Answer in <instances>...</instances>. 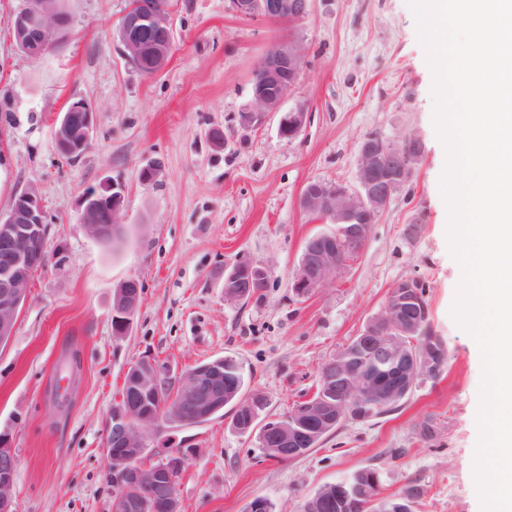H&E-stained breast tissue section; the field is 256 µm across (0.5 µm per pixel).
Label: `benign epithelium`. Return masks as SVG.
Segmentation results:
<instances>
[{
	"mask_svg": "<svg viewBox=\"0 0 512 512\" xmlns=\"http://www.w3.org/2000/svg\"><path fill=\"white\" fill-rule=\"evenodd\" d=\"M233 10L246 18L283 17L304 19L310 0H231ZM71 33V18L65 0H26L12 23L14 42L32 60L65 41ZM117 38L125 56L141 73L162 72L172 50L171 11L165 0H130L120 20ZM304 59L303 48L293 42L271 47L255 66L250 102L242 119L258 123L281 111L288 92L297 83ZM96 110L85 100L71 102L60 113L54 128L56 151L72 161L90 147ZM307 112L298 106L280 117L278 132L290 140L298 137ZM422 157L415 137L395 145L376 134L367 135L360 147L357 186L353 189L333 181L307 184L301 208L319 215L335 228L310 238L302 252L290 288L303 298L314 289L334 281L349 259L360 252L393 194L411 178ZM80 222L92 238L103 244L122 239L125 195L110 183L88 187L80 199ZM48 225L43 200L29 188L16 195L8 209L0 211V343L13 335L17 316L28 298L33 272L46 261ZM266 266L238 260L224 268V300L239 303L249 288L268 277ZM418 278L398 280L388 291L382 310L370 318L361 332L319 370L320 394L305 401L300 411L271 419L261 426L260 440L267 455L294 460L316 447L335 426L363 422L377 410H385L412 391L416 382L435 378L443 368L440 354L426 348H411L404 340L417 333L421 322L413 306ZM139 283L128 279L117 289L112 307L114 334L124 336L139 307ZM228 364L191 369L175 386L173 398L164 403L171 413L142 409L148 398L161 400L166 387L165 368L143 360L131 366L126 396L112 410L105 427V452L114 485L120 488L114 512H149L143 496L148 490L164 512H180L174 485L182 471L181 453L171 451L152 464L143 457L148 449V431H161V423L181 422L182 409L203 408L224 401V369ZM231 414H245L257 421L266 408L258 393H240L230 402ZM17 455L10 439L0 434V512H16L14 502ZM336 492L315 502L314 512H336L346 502L378 503L383 498L381 478L371 472L368 480L334 483Z\"/></svg>",
	"mask_w": 512,
	"mask_h": 512,
	"instance_id": "7a95c632",
	"label": "benign epithelium"
}]
</instances>
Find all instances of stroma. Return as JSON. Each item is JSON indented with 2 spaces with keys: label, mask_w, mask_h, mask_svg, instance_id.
I'll use <instances>...</instances> for the list:
<instances>
[{
  "label": "stroma",
  "mask_w": 512,
  "mask_h": 512,
  "mask_svg": "<svg viewBox=\"0 0 512 512\" xmlns=\"http://www.w3.org/2000/svg\"><path fill=\"white\" fill-rule=\"evenodd\" d=\"M25 0H0V210L35 188L48 219L46 263L35 272L14 333L0 347V433L16 450L17 512H111L116 488L104 453L105 424L128 369L162 364L170 381L203 361L229 357L244 390L262 393L265 418L285 416L316 391L321 366L376 315L399 279L426 284L431 327L448 350L435 378L418 380L399 410L339 429L305 456H266L257 432L230 412L192 427H163L148 461L167 448L185 457L182 512H247L263 497L275 512H302L321 487L378 469L384 495L412 482L414 512H481L474 482L482 358L452 307L462 275L446 233L440 190L446 148L433 123L434 75L406 0H312L299 22L235 14L229 0H170L171 60L154 76L123 55L113 29L128 0H66L72 33L32 61L11 23ZM305 49L283 104L307 112L292 140L278 115L252 127L241 115L252 71L278 42ZM96 109L89 150L59 156L53 126L70 101ZM224 132L216 146L211 129ZM420 139L423 155L340 277L305 298L290 280L306 242L329 223L302 211L314 180L357 183L363 138ZM158 166L155 181L141 171ZM123 188V239L104 245L79 221L86 187ZM423 232L406 241L403 228ZM265 264L263 297L224 301V269ZM141 288L127 335L112 333L116 288ZM434 420L439 434L418 430Z\"/></svg>",
  "instance_id": "35a3bbf8"
}]
</instances>
